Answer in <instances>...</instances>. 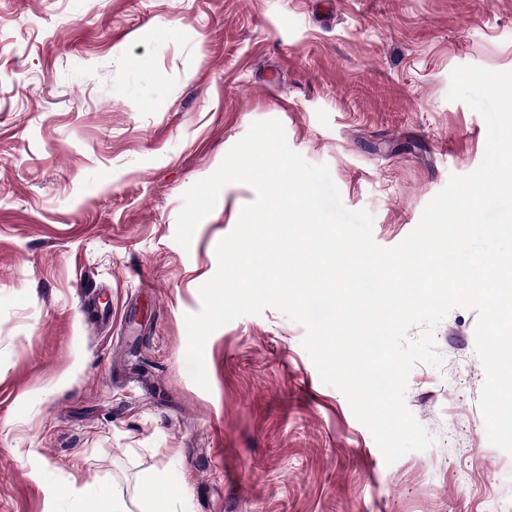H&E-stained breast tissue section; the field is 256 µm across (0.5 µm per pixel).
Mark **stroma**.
<instances>
[{"mask_svg":"<svg viewBox=\"0 0 512 512\" xmlns=\"http://www.w3.org/2000/svg\"><path fill=\"white\" fill-rule=\"evenodd\" d=\"M460 66L512 71V0H0V512H512V455L479 407L475 311L436 329L405 403L433 445L386 464L274 308L186 368L216 246L256 193L230 183L175 240L183 194L256 121L324 164L398 245L487 126Z\"/></svg>","mask_w":512,"mask_h":512,"instance_id":"obj_1","label":"stroma"}]
</instances>
